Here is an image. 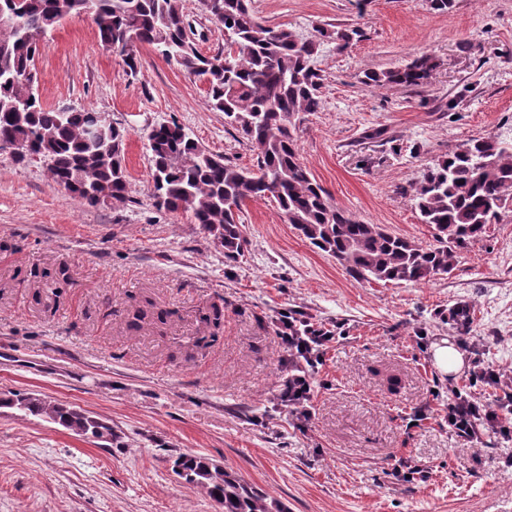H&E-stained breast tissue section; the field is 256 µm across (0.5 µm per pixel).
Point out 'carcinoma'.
<instances>
[{
	"mask_svg": "<svg viewBox=\"0 0 512 512\" xmlns=\"http://www.w3.org/2000/svg\"><path fill=\"white\" fill-rule=\"evenodd\" d=\"M199 3L224 30V51L215 55L198 51L181 0H0V12L12 17L0 26V149L15 147L19 163L31 155L44 159L54 182L90 207L127 199L126 131L91 109L46 108L34 93L41 39L67 18L88 16L101 44L121 53L131 73L138 71L135 48L147 44L187 73L205 77L212 109L224 113V122L256 153V168H240L176 121L147 136L155 205L190 213L227 260L245 254L247 239L236 216L248 200L275 201L305 239L368 283L420 284L448 274L488 225L512 214V137L501 135L471 138L425 167L412 201L433 230L427 246L337 207L301 161L296 127L300 114L322 107L323 76L314 65L321 44L343 52L363 37L362 30L318 28L304 37L265 24L251 0ZM434 68L432 57L422 54L402 67L367 72L364 83L419 87ZM2 407L96 441L114 436L105 420L36 395L1 396ZM174 464L187 484L203 488L224 512H286L279 499L201 455L181 454Z\"/></svg>",
	"mask_w": 512,
	"mask_h": 512,
	"instance_id": "obj_1",
	"label": "carcinoma"
}]
</instances>
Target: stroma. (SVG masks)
Masks as SVG:
<instances>
[{
	"mask_svg": "<svg viewBox=\"0 0 512 512\" xmlns=\"http://www.w3.org/2000/svg\"><path fill=\"white\" fill-rule=\"evenodd\" d=\"M197 49L224 31L182 0ZM301 35L359 25L340 53L322 44L323 106L297 126L300 156L333 203L426 245L409 193L423 168L474 137L512 136V0H252ZM430 55L422 86L374 87L366 72ZM138 75L88 17L40 43L47 108H89L127 132L126 201L88 207L43 164L0 153V392L71 404L111 424L93 441L0 408V512H223L172 471L199 453L277 497L287 512H512V439L468 442L445 419L449 383L432 346L465 340L512 387V221L489 225L454 270L423 284L367 283L288 224L276 202L247 201L248 241L230 262L191 214L157 209L146 134L177 121L233 164L255 152L210 108L204 77L138 46ZM467 303L458 333L448 309ZM224 307L220 329L202 317ZM333 330L308 425L279 413L286 374L275 319Z\"/></svg>",
	"mask_w": 512,
	"mask_h": 512,
	"instance_id": "obj_1",
	"label": "stroma"
}]
</instances>
